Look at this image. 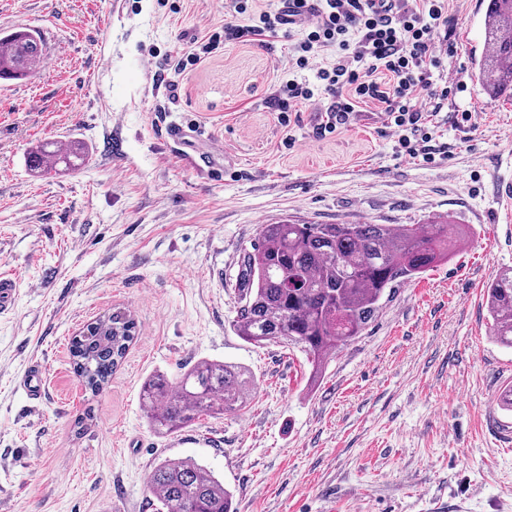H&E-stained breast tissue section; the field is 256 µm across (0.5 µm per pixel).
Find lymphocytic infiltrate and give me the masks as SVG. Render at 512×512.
Listing matches in <instances>:
<instances>
[{
    "label": "lymphocytic infiltrate",
    "instance_id": "obj_1",
    "mask_svg": "<svg viewBox=\"0 0 512 512\" xmlns=\"http://www.w3.org/2000/svg\"><path fill=\"white\" fill-rule=\"evenodd\" d=\"M279 37L292 44V73L269 99L282 125L324 96L329 104L314 129L322 138L348 127L361 106L377 103L396 154L435 161L433 119L457 90L444 65L455 50L448 0H312L290 14L238 0L223 35L210 36L202 52L177 51L171 67L184 72L223 40ZM301 70L312 71L313 80L299 79Z\"/></svg>",
    "mask_w": 512,
    "mask_h": 512
}]
</instances>
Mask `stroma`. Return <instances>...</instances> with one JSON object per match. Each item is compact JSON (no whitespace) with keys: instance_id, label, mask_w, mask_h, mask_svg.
<instances>
[{"instance_id":"1","label":"stroma","mask_w":512,"mask_h":512,"mask_svg":"<svg viewBox=\"0 0 512 512\" xmlns=\"http://www.w3.org/2000/svg\"><path fill=\"white\" fill-rule=\"evenodd\" d=\"M237 0H0V32L37 30L46 54L0 80V272L19 279L0 315V512H158L147 480L165 458L214 472L236 512H512V349L489 336L484 287L512 267V96L483 97L474 0H449L463 88L441 122L444 157L396 156L379 106L316 137L315 107L283 126L267 99L290 45L226 44L156 80L166 54L221 30ZM202 131L193 148L166 127ZM83 141L89 164L38 175L32 147ZM218 148L222 177L189 157ZM465 224L448 262L397 288L379 316L310 384L304 353L237 335L238 273L262 225ZM121 310L137 322L122 363L85 390L70 345ZM200 359L251 372L237 413L166 437L140 397L150 375ZM45 370V395L20 379ZM87 414L84 427L76 418Z\"/></svg>"}]
</instances>
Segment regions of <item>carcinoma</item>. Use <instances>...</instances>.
<instances>
[{
    "label": "carcinoma",
    "mask_w": 512,
    "mask_h": 512,
    "mask_svg": "<svg viewBox=\"0 0 512 512\" xmlns=\"http://www.w3.org/2000/svg\"><path fill=\"white\" fill-rule=\"evenodd\" d=\"M483 52L473 77L493 100L512 90V0H489L483 20ZM44 61L41 37L28 29L0 37V79L33 77ZM88 147L71 141L41 147L30 157L43 172L61 163L86 161ZM467 231L448 235L444 221L426 224H264L240 271L242 305L236 329L254 345L283 343L305 353L318 377L330 356L361 336L391 292L448 261ZM489 335L512 348V269L492 275L486 287ZM137 325L125 313L88 324L71 342L73 366L85 388H103L135 338ZM254 379L243 367L201 360L174 383L148 377L141 397L158 435H168L203 415L246 408ZM164 512H234L224 482L193 459H164L148 478Z\"/></svg>",
    "instance_id": "carcinoma-1"
}]
</instances>
